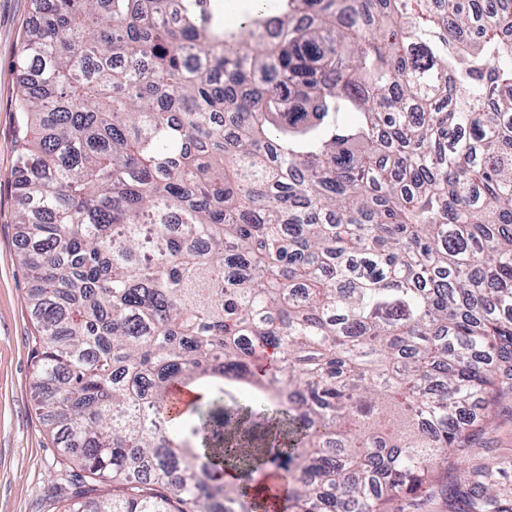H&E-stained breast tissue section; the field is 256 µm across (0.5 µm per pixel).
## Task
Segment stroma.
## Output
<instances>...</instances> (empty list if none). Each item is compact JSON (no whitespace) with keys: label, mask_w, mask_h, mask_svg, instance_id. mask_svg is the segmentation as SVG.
I'll return each instance as SVG.
<instances>
[{"label":"stroma","mask_w":512,"mask_h":512,"mask_svg":"<svg viewBox=\"0 0 512 512\" xmlns=\"http://www.w3.org/2000/svg\"><path fill=\"white\" fill-rule=\"evenodd\" d=\"M31 0H0V512H63L76 469L57 451L35 401L30 284L18 261L15 62Z\"/></svg>","instance_id":"stroma-1"}]
</instances>
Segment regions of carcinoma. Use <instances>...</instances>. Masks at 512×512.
Returning <instances> with one entry per match:
<instances>
[{"mask_svg": "<svg viewBox=\"0 0 512 512\" xmlns=\"http://www.w3.org/2000/svg\"><path fill=\"white\" fill-rule=\"evenodd\" d=\"M33 5L12 185L65 512H253L258 473L291 512H512V461L448 468L512 423V0ZM224 15L225 27H235L240 19L254 8L253 0H217Z\"/></svg>", "mask_w": 512, "mask_h": 512, "instance_id": "carcinoma-1", "label": "carcinoma"}]
</instances>
